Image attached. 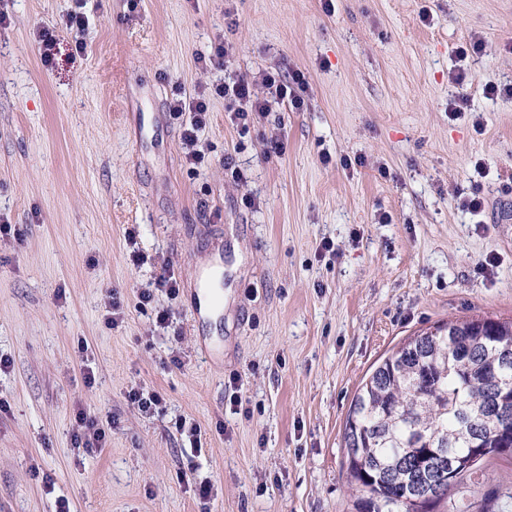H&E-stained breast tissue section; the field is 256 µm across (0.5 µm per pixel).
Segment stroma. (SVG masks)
I'll list each match as a JSON object with an SVG mask.
<instances>
[{"instance_id":"35a3bbf8","label":"stroma","mask_w":512,"mask_h":512,"mask_svg":"<svg viewBox=\"0 0 512 512\" xmlns=\"http://www.w3.org/2000/svg\"><path fill=\"white\" fill-rule=\"evenodd\" d=\"M78 5L77 40L65 17ZM0 11V216L21 233L0 236V512H56L62 498L70 512H356L343 428L362 381L408 337L512 319V98L482 90L512 84V0ZM44 27L57 40L48 68ZM227 41L225 69L203 70L198 54ZM475 43L470 79L454 83L457 48ZM275 70L305 76L302 109L273 105L244 134L213 97L204 161L186 163L173 98ZM458 97L471 114L450 116ZM275 139L283 155L269 154ZM474 178L477 215L458 197ZM215 260L229 300L201 330L193 310ZM165 266L177 297L156 288ZM134 387L162 409L140 412ZM80 410L106 432L90 454L73 443ZM490 487L512 492V456L484 462L460 494Z\"/></svg>"}]
</instances>
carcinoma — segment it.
Here are the masks:
<instances>
[{"instance_id": "cac0c4a2", "label": "carcinoma", "mask_w": 512, "mask_h": 512, "mask_svg": "<svg viewBox=\"0 0 512 512\" xmlns=\"http://www.w3.org/2000/svg\"><path fill=\"white\" fill-rule=\"evenodd\" d=\"M512 321L476 317L448 321L428 336H413L386 356L353 399L343 441L351 484L363 512H430L473 471L460 463L512 454ZM508 414L480 417L499 398ZM482 424L489 447L464 435L468 421ZM444 454L443 473L435 452ZM492 489L478 501L461 499L454 512H500Z\"/></svg>"}]
</instances>
